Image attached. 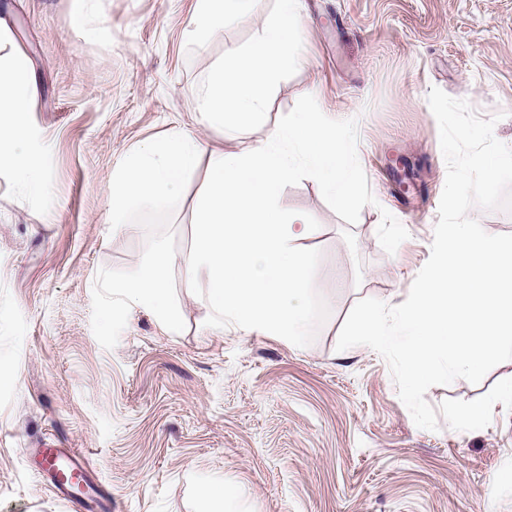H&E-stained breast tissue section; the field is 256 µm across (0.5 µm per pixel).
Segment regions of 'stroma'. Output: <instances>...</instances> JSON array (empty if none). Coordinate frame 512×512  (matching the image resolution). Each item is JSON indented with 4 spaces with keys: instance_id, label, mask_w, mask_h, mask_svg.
Masks as SVG:
<instances>
[{
    "instance_id": "stroma-1",
    "label": "stroma",
    "mask_w": 512,
    "mask_h": 512,
    "mask_svg": "<svg viewBox=\"0 0 512 512\" xmlns=\"http://www.w3.org/2000/svg\"><path fill=\"white\" fill-rule=\"evenodd\" d=\"M301 61L270 90L264 119L228 139L191 95L277 15L250 0L205 47L198 0H97L104 30L76 29L75 0H7L0 58L36 79L26 150L31 172L0 169V512H78L27 451L82 450L114 512H215L200 483H224V512H512V360L477 384L431 387L439 428H418L386 361L337 351L354 304L405 301L430 256L447 167L427 102L437 87L499 115L512 147V0H301ZM305 94L356 119L357 154L376 199L356 224L307 178L283 204L320 224L315 288L330 314L300 348L267 332L205 324L211 313L176 276L182 332L130 311L114 349L91 330L100 268L138 266L146 233L115 232L106 190L122 159L185 129L206 149L258 145ZM39 178L42 191L31 188ZM207 164L190 177L172 228L192 243ZM408 231L395 254L382 211ZM484 404L489 414L466 413Z\"/></svg>"
}]
</instances>
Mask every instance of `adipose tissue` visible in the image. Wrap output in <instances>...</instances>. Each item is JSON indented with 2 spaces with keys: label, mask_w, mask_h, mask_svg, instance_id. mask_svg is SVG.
I'll return each instance as SVG.
<instances>
[{
  "label": "adipose tissue",
  "mask_w": 512,
  "mask_h": 512,
  "mask_svg": "<svg viewBox=\"0 0 512 512\" xmlns=\"http://www.w3.org/2000/svg\"><path fill=\"white\" fill-rule=\"evenodd\" d=\"M278 15L263 27L230 66L216 69L196 93L198 109L228 131L253 123L265 112L269 90L279 76L296 65L293 36L301 20L300 0H278ZM249 13V0H199L194 37L205 44L223 31L227 21ZM33 79L21 60H0V168L31 170L24 145L29 137L28 103Z\"/></svg>",
  "instance_id": "1"
}]
</instances>
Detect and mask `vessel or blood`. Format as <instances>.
I'll use <instances>...</instances> for the list:
<instances>
[{
    "mask_svg": "<svg viewBox=\"0 0 512 512\" xmlns=\"http://www.w3.org/2000/svg\"><path fill=\"white\" fill-rule=\"evenodd\" d=\"M32 454L58 495L76 501L84 512H103L105 504L100 495L88 490L90 473L86 456L80 449L42 446L33 449Z\"/></svg>",
    "mask_w": 512,
    "mask_h": 512,
    "instance_id": "1",
    "label": "vessel or blood"
}]
</instances>
